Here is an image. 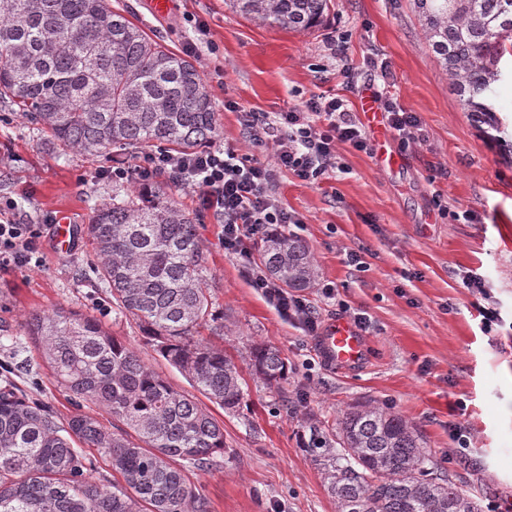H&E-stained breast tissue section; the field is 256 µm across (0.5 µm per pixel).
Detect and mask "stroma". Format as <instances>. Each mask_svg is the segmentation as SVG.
Instances as JSON below:
<instances>
[{
	"instance_id": "35a3bbf8",
	"label": "stroma",
	"mask_w": 512,
	"mask_h": 512,
	"mask_svg": "<svg viewBox=\"0 0 512 512\" xmlns=\"http://www.w3.org/2000/svg\"><path fill=\"white\" fill-rule=\"evenodd\" d=\"M150 37L191 60L214 103L217 144L274 162L272 150L252 143L241 110L269 117L302 107L314 95L341 99L353 115L371 76L365 62L386 58L388 91L423 124V140L404 154L401 167L377 165L372 154L342 145L339 168L317 184L288 171L273 191L304 223L301 233L320 269L319 287L303 296L320 327L365 313L369 325L363 364L330 365L318 337L279 314L254 286L257 266L225 253L221 226L196 190L170 184L181 208L199 215L197 226L215 276L214 300L226 349L248 383L247 403L235 414L206 409L224 428L227 445L192 480L211 512H336L320 475L299 441L301 421L337 419L350 405L382 404L422 433L439 471L484 502L512 506V161L492 147L464 112L431 52L411 0H333L316 28L293 32L236 15L224 0H112ZM343 43L336 58L331 49ZM239 103V111L224 107ZM142 151L112 157L73 154L49 142L8 98L0 99V203L16 224L44 225L46 264L0 271V387L10 386L51 405L61 416L75 408L49 375L40 352L24 334L32 313L72 309L97 317L113 336L182 392L187 378L150 348L135 320L112 305L81 229L93 205L111 201L107 172L142 159ZM472 211L475 224L454 220ZM68 215L74 228L68 252L53 244L52 223ZM364 252V267L346 253ZM485 276L504 327L483 332L477 306L458 277ZM334 286L326 298L322 285ZM262 341L288 359V380L273 391L256 379L249 347ZM468 432L458 453L452 425Z\"/></svg>"
}]
</instances>
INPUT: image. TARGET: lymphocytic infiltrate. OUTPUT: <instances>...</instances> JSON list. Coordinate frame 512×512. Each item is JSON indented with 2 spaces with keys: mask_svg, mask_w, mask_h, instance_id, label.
<instances>
[{
  "mask_svg": "<svg viewBox=\"0 0 512 512\" xmlns=\"http://www.w3.org/2000/svg\"><path fill=\"white\" fill-rule=\"evenodd\" d=\"M373 99L385 113L400 149L420 144L423 129L416 113L406 111L397 98L380 91L374 92ZM243 117L253 142L272 149L275 164L227 145L190 154L154 152L134 166L115 169L113 175L147 182L167 174L176 183L199 190L205 207L222 218L225 251L248 264L253 259V242L297 222L273 194L279 169L314 183L335 169L338 146L366 152L371 144L364 127L334 97L309 99L303 109L279 113L273 122L260 112L247 111ZM42 236L41 225L0 222V269L42 267ZM255 285L280 314L301 324L308 333L317 331V314L305 298L261 274Z\"/></svg>",
  "mask_w": 512,
  "mask_h": 512,
  "instance_id": "lymphocytic-infiltrate-1",
  "label": "lymphocytic infiltrate"
}]
</instances>
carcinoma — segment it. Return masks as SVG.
I'll return each instance as SVG.
<instances>
[{
  "mask_svg": "<svg viewBox=\"0 0 512 512\" xmlns=\"http://www.w3.org/2000/svg\"><path fill=\"white\" fill-rule=\"evenodd\" d=\"M425 37L463 111L498 128L495 98L512 52V0H412ZM242 16L310 30L330 0H224ZM29 123L82 156L140 147L189 154L218 135L207 87L193 62L150 38L109 0H0V96ZM162 183L112 186L84 233L112 305L191 386L226 412L246 405L234 359L201 329L215 320L214 279L196 224ZM257 262L280 287L314 288L309 245L284 233L260 239ZM56 384L104 423L0 389V512H210L188 472L225 453L224 427L195 397L175 390L88 313L64 308L25 323ZM253 375L269 388L288 359L256 343ZM123 427L114 429L113 421ZM336 512H482L481 498L438 472L415 426L380 404L350 407L334 423L302 425ZM102 459L112 485L84 471Z\"/></svg>",
  "mask_w": 512,
  "mask_h": 512,
  "instance_id": "cac0c4a2",
  "label": "carcinoma"
}]
</instances>
